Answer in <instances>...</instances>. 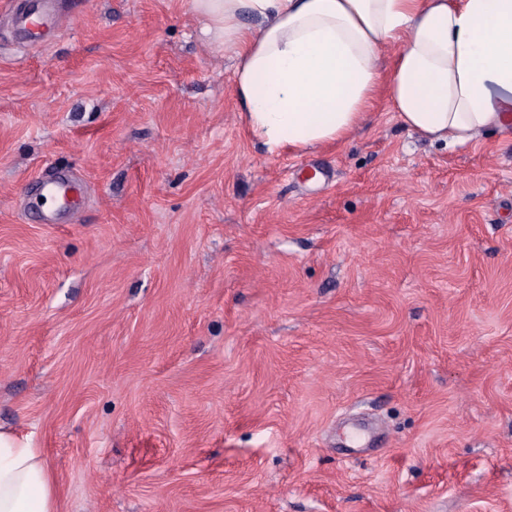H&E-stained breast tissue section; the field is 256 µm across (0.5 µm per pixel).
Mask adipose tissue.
Instances as JSON below:
<instances>
[{"mask_svg":"<svg viewBox=\"0 0 512 512\" xmlns=\"http://www.w3.org/2000/svg\"><path fill=\"white\" fill-rule=\"evenodd\" d=\"M190 6L235 59L247 129L269 152L343 142L382 95L405 129L452 147L512 133V0ZM57 485L40 449L0 429V512H56Z\"/></svg>","mask_w":512,"mask_h":512,"instance_id":"obj_1","label":"adipose tissue"}]
</instances>
